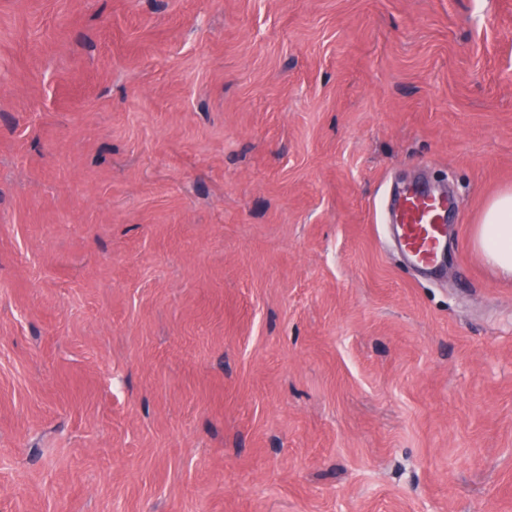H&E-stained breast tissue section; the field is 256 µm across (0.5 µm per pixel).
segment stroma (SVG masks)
<instances>
[{
    "mask_svg": "<svg viewBox=\"0 0 512 512\" xmlns=\"http://www.w3.org/2000/svg\"><path fill=\"white\" fill-rule=\"evenodd\" d=\"M507 186L512 0H0V512H512ZM457 205L426 184L404 190L395 202L391 226L407 262L423 272H434L448 251L447 220ZM472 245L488 264L512 277V188L489 200L474 227Z\"/></svg>",
    "mask_w": 512,
    "mask_h": 512,
    "instance_id": "stroma-1",
    "label": "stroma"
}]
</instances>
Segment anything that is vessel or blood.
<instances>
[{
    "label": "vessel or blood",
    "instance_id": "vessel-or-blood-1",
    "mask_svg": "<svg viewBox=\"0 0 512 512\" xmlns=\"http://www.w3.org/2000/svg\"><path fill=\"white\" fill-rule=\"evenodd\" d=\"M456 209L454 199L437 194L425 184L413 185L399 195L391 223L411 266L428 273L440 266L448 249L447 220Z\"/></svg>",
    "mask_w": 512,
    "mask_h": 512
}]
</instances>
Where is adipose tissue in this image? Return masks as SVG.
<instances>
[{
	"mask_svg": "<svg viewBox=\"0 0 512 512\" xmlns=\"http://www.w3.org/2000/svg\"><path fill=\"white\" fill-rule=\"evenodd\" d=\"M472 245L488 264L512 277V188L489 200L474 227Z\"/></svg>",
	"mask_w": 512,
	"mask_h": 512,
	"instance_id": "1",
	"label": "adipose tissue"
}]
</instances>
